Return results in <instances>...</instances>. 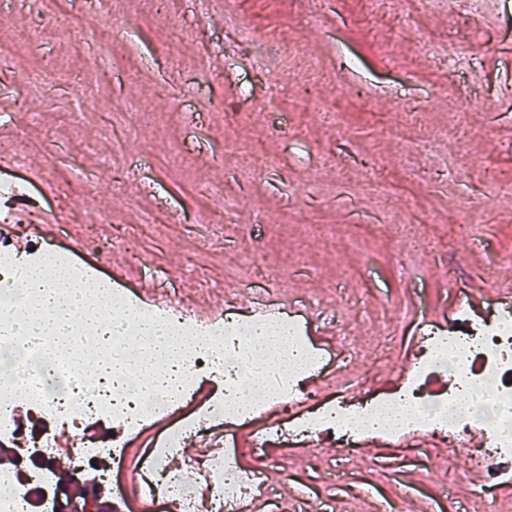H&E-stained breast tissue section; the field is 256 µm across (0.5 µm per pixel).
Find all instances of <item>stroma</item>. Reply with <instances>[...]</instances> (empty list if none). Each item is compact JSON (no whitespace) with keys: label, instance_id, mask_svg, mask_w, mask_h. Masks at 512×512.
<instances>
[{"label":"stroma","instance_id":"1","mask_svg":"<svg viewBox=\"0 0 512 512\" xmlns=\"http://www.w3.org/2000/svg\"><path fill=\"white\" fill-rule=\"evenodd\" d=\"M68 0L74 19L112 29L107 50L70 34L31 0H0V182L19 180L65 231L73 215L105 214L104 234L130 241L138 278L205 293L202 316L224 309V273L251 254L288 271L284 304L309 300L308 323L343 320L355 352L346 368L364 388L406 375L431 324H448L471 298L480 311L512 305V195L491 196L489 177L512 183V0L466 14L427 0ZM241 17L278 34L261 51L237 45ZM453 43L459 63L427 55L417 38ZM296 45L293 55L282 45ZM312 86L329 115L297 95ZM471 111L460 112L462 101ZM149 107L133 124L124 104ZM413 103L418 124L400 122ZM272 164L260 166L252 146ZM85 181L82 195L55 187L54 170ZM383 172L393 192L375 200L366 184ZM41 179H33V172ZM222 187L239 207L215 214L210 233L195 222ZM181 221L167 224L165 212ZM475 214L477 231L451 225ZM418 455L369 438L347 465L364 482L352 493L325 481L336 465L324 448L289 449L268 485L296 512H377L380 500L425 512H512V483L480 490L469 452L420 444Z\"/></svg>","mask_w":512,"mask_h":512}]
</instances>
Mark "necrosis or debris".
<instances>
[{
	"label": "necrosis or debris",
	"mask_w": 512,
	"mask_h": 512,
	"mask_svg": "<svg viewBox=\"0 0 512 512\" xmlns=\"http://www.w3.org/2000/svg\"><path fill=\"white\" fill-rule=\"evenodd\" d=\"M23 268L18 253L1 243L0 353L23 361L25 372L19 378L12 368H0V431L23 444L13 467L0 470V512H28L29 497L18 496L16 490L21 483L36 480L33 460L50 468L57 454L55 429L77 432L94 418L111 420L112 444L103 448L71 439L70 469L79 477L94 469L100 458L111 457L112 468L104 477L126 512H156L168 501L177 503L180 512H243L250 497L266 487L262 469L273 463V448L293 446L306 437H327L337 458L344 459L373 434L399 446L428 433L454 449L473 428L482 426L488 430L490 446L475 465L485 487L502 486L512 477L510 312L489 322L464 311L451 330L431 327L422 356L401 383L351 406L342 398L350 382H337L334 398L313 397L301 386V376L321 369L326 354L309 339L294 312L260 310L246 320L229 312L197 321L172 301L152 311V319L166 327L171 343L192 336L203 345L182 373L177 394L145 387L134 372L117 386L79 390L75 383L82 365L113 362L134 350L149 352V339L131 328L103 337L85 328L52 337L41 348L30 346L27 337L14 332L19 321L37 311L33 294L18 285ZM259 324L284 328L308 355V362L284 373L276 363L251 356L249 337ZM442 371L452 378L445 389L435 385ZM202 374L224 385L204 403L198 400ZM246 385L252 386L254 396L243 404L238 392ZM400 402L412 407L410 418L380 430L368 425L369 417L387 415ZM173 407L181 415L166 427L161 446L143 449L138 457L147 498H132L126 484L130 442L160 412ZM268 409L277 411L280 422L275 430L252 437L254 461L246 463L237 429ZM215 431L224 434L223 453H201L188 462L208 487L202 496L186 489L180 470L168 465L167 456L185 441Z\"/></svg>",
	"instance_id": "1"
}]
</instances>
